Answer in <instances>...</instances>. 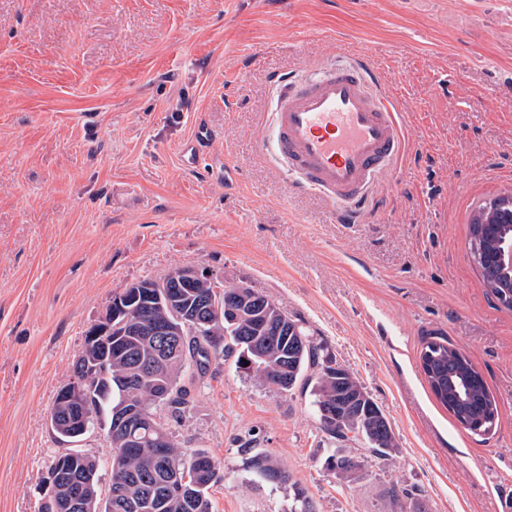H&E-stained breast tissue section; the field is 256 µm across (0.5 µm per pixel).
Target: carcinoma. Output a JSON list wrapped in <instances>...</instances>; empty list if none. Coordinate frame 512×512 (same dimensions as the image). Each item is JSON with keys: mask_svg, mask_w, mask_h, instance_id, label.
<instances>
[{"mask_svg": "<svg viewBox=\"0 0 512 512\" xmlns=\"http://www.w3.org/2000/svg\"><path fill=\"white\" fill-rule=\"evenodd\" d=\"M482 273L485 287L494 296L508 289L499 287L502 272L490 261H484ZM186 299L183 309L194 312L197 301L210 294L206 283L182 289ZM181 364L171 376L176 379L172 395L163 415L164 424L178 423L192 402L197 380L210 366L209 351L237 353L239 367L252 373L259 381L280 392H290L300 383L312 384L314 404L320 428L341 442L356 441L380 456H389L396 448L391 424L369 395L366 388L348 369L339 366L322 348L313 344L309 335L296 321L288 317L276 303L252 288L224 287V327L214 336L185 335L181 338ZM422 372L440 404L463 423L459 408H465L470 426L482 423L488 434L495 427L498 407L480 372L458 348L444 339L430 340L420 352ZM126 364L112 359V388L96 395L94 418H109L125 400L142 405L147 412L156 409L155 392L148 382L126 381ZM125 433L110 437L112 454L109 461L110 483L107 491L99 486L101 461H89L85 453L69 448L62 485L73 479H93L97 499L112 504L104 512H213L209 489L219 480V463L205 450L188 456L177 443L167 446V458L159 460L148 443L135 452L125 448ZM336 475L348 479L365 465V458L337 450L326 459ZM188 470L187 490L180 497L167 494L174 467ZM249 466L271 484H283L290 475L268 452H258L249 458Z\"/></svg>", "mask_w": 512, "mask_h": 512, "instance_id": "1", "label": "carcinoma"}]
</instances>
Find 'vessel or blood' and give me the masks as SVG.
<instances>
[{
  "mask_svg": "<svg viewBox=\"0 0 512 512\" xmlns=\"http://www.w3.org/2000/svg\"><path fill=\"white\" fill-rule=\"evenodd\" d=\"M259 144L293 188L319 194L344 224L365 223L406 149L395 99L363 59L276 75Z\"/></svg>",
  "mask_w": 512,
  "mask_h": 512,
  "instance_id": "obj_1",
  "label": "vessel or blood"
}]
</instances>
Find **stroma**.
<instances>
[{
	"mask_svg": "<svg viewBox=\"0 0 512 512\" xmlns=\"http://www.w3.org/2000/svg\"><path fill=\"white\" fill-rule=\"evenodd\" d=\"M390 85L407 154L365 224L290 188L257 143L273 78L327 51ZM214 134L197 160V129ZM512 194V0H0V512H36L64 445L48 417L113 294L203 265L271 298L388 417L397 448L351 480L310 387L217 358L175 441L220 463L213 512H512V309L469 224ZM461 349L498 405L464 429L420 367ZM344 451H354L343 443ZM268 451L290 475L259 481Z\"/></svg>",
	"mask_w": 512,
	"mask_h": 512,
	"instance_id": "35a3bbf8",
	"label": "stroma"
}]
</instances>
